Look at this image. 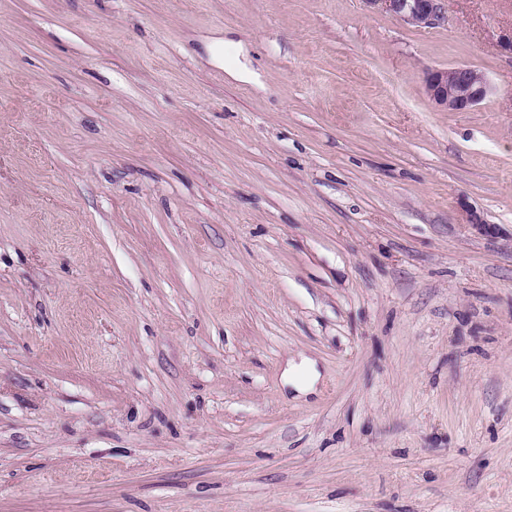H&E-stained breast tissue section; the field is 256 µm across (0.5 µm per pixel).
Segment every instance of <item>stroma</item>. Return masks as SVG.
Returning <instances> with one entry per match:
<instances>
[{
    "mask_svg": "<svg viewBox=\"0 0 512 512\" xmlns=\"http://www.w3.org/2000/svg\"><path fill=\"white\" fill-rule=\"evenodd\" d=\"M445 13L0 0V512H512V0ZM426 95L442 112H469L494 89L487 75L470 65L436 69L425 77ZM315 378L316 372L309 359H303L299 367L293 364L288 367V383L298 390H307L312 386Z\"/></svg>",
    "mask_w": 512,
    "mask_h": 512,
    "instance_id": "stroma-1",
    "label": "stroma"
}]
</instances>
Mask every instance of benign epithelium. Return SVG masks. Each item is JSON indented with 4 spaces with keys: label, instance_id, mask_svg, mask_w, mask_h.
<instances>
[{
    "label": "benign epithelium",
    "instance_id": "benign-epithelium-1",
    "mask_svg": "<svg viewBox=\"0 0 512 512\" xmlns=\"http://www.w3.org/2000/svg\"><path fill=\"white\" fill-rule=\"evenodd\" d=\"M412 28H431L445 21L443 0H366ZM426 95L442 112H469L493 93L487 75L470 65L436 69L425 77Z\"/></svg>",
    "mask_w": 512,
    "mask_h": 512
}]
</instances>
